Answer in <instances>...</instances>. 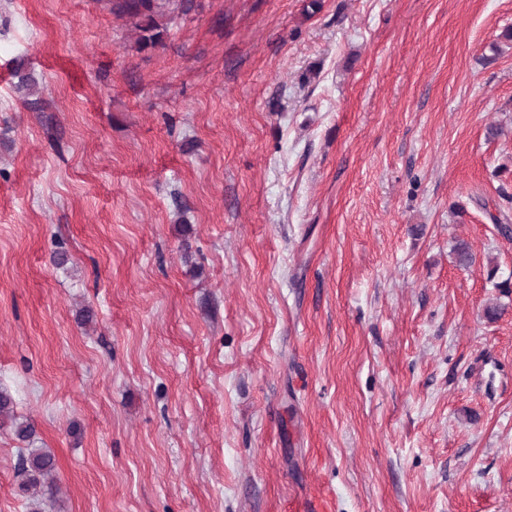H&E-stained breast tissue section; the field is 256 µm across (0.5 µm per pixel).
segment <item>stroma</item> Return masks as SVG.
Listing matches in <instances>:
<instances>
[{"label":"stroma","instance_id":"stroma-1","mask_svg":"<svg viewBox=\"0 0 512 512\" xmlns=\"http://www.w3.org/2000/svg\"><path fill=\"white\" fill-rule=\"evenodd\" d=\"M156 23L0 0V390L45 512H512V0ZM0 427H10L21 441H30L35 434L32 423L15 415L13 398L4 390L0 391ZM18 472L22 476L19 490L30 501L31 512L39 511L37 507L45 496L54 497L59 493L53 457L41 448H30L28 454L19 459Z\"/></svg>","mask_w":512,"mask_h":512}]
</instances>
